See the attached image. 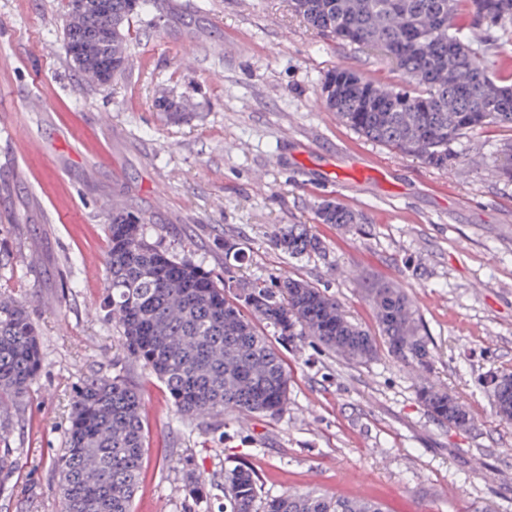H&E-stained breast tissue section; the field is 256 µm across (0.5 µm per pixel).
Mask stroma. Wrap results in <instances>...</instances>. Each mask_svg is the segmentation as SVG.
I'll return each mask as SVG.
<instances>
[{
    "mask_svg": "<svg viewBox=\"0 0 512 512\" xmlns=\"http://www.w3.org/2000/svg\"><path fill=\"white\" fill-rule=\"evenodd\" d=\"M63 0H0V298L24 301L42 366L28 395L0 405V512H59L53 459L71 398L93 373L124 375L143 399L148 448L132 512H224V473L251 468L260 495L322 493L387 512H512V422L494 381L512 373V181L491 158L512 130L487 127L438 169L341 123L324 104L332 70L402 84L377 53L306 27L290 0H151L131 25L132 67L107 85L73 70ZM43 77L42 102L26 94ZM186 104L173 121L156 107ZM19 131L7 138L5 128ZM340 203L360 221L314 223ZM141 215L161 249L224 272V244L244 258L238 284L302 278L335 296L369 332V291L409 295L428 368L387 347L356 365L301 336L272 337L289 376L278 415L183 421L163 383L129 359L103 318L106 227ZM311 226L325 256L291 257L274 231ZM37 263H29L30 252ZM448 390L474 420L448 427L421 403L422 382ZM201 477L205 497L188 479Z\"/></svg>",
    "mask_w": 512,
    "mask_h": 512,
    "instance_id": "35a3bbf8",
    "label": "stroma"
}]
</instances>
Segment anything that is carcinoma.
I'll return each instance as SVG.
<instances>
[{"mask_svg":"<svg viewBox=\"0 0 512 512\" xmlns=\"http://www.w3.org/2000/svg\"><path fill=\"white\" fill-rule=\"evenodd\" d=\"M149 0H104L105 11L79 23L64 17L63 41L91 42L109 17L131 18ZM311 29L384 53L403 76L401 85L366 80L340 68L325 78L327 108L361 136L435 168L456 163L452 145L489 126L512 131V79L481 61L468 32L512 36V0H291ZM101 44L95 62L107 81L131 67L128 31ZM512 180V144L493 157ZM319 224H356L335 202L321 203ZM103 318L114 323L127 355L165 386L187 420L246 411L274 416L288 404V369L259 324L291 339L311 336L325 349L363 364L377 342L350 320L335 297L291 277L253 282L233 293L234 265L218 279L188 258L149 241L145 219L112 212ZM291 257L324 256V242L304 224L274 234ZM381 335L391 352L423 366L430 351L411 300L398 287L370 290ZM42 363L39 329L27 308L0 300V399L26 396ZM418 395L451 427L472 418L448 392L425 383ZM497 413L512 420V386L496 388ZM142 402L124 377H92L74 391L64 448L55 460L62 512H131L146 450ZM225 512H385L362 498L317 493L261 500L255 472L239 465L224 475Z\"/></svg>","mask_w":512,"mask_h":512,"instance_id":"carcinoma-1","label":"carcinoma"}]
</instances>
